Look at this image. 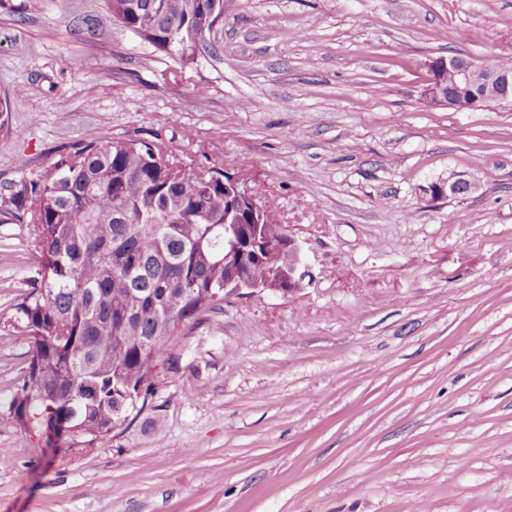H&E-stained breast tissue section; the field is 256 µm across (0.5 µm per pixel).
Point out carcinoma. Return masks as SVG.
I'll list each match as a JSON object with an SVG mask.
<instances>
[{
    "label": "carcinoma",
    "mask_w": 512,
    "mask_h": 512,
    "mask_svg": "<svg viewBox=\"0 0 512 512\" xmlns=\"http://www.w3.org/2000/svg\"><path fill=\"white\" fill-rule=\"evenodd\" d=\"M130 31L190 61L224 0H105ZM224 170L182 165L159 142L78 143L0 197L1 224H28L40 284L13 305L33 349L8 410L75 447L112 432L123 394H149L166 340L224 300ZM92 384L99 393L84 399Z\"/></svg>",
    "instance_id": "1"
}]
</instances>
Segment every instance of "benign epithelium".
<instances>
[{
    "label": "benign epithelium",
    "instance_id": "benign-epithelium-1",
    "mask_svg": "<svg viewBox=\"0 0 512 512\" xmlns=\"http://www.w3.org/2000/svg\"><path fill=\"white\" fill-rule=\"evenodd\" d=\"M429 72L428 83L422 92L424 100L433 108H448L466 112L487 107L491 103L512 104V69L497 66L491 60L475 61L469 57L450 56L431 58L425 63ZM454 73L453 83L445 80L448 72ZM476 184L464 174H456L446 182L434 183L430 193L434 197H456L476 192ZM224 191L236 208L230 212H247L251 219L246 227L234 220L224 219V265L231 268L224 278V295L271 291L288 294L303 287L306 272L301 246L287 233L281 239L258 249V240L251 228L268 223L267 208L254 194L242 187L238 178L224 176ZM265 263L271 273L263 282L251 279L244 266L246 252Z\"/></svg>",
    "mask_w": 512,
    "mask_h": 512
}]
</instances>
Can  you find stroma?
<instances>
[{"instance_id":"1","label":"stroma","mask_w":512,"mask_h":512,"mask_svg":"<svg viewBox=\"0 0 512 512\" xmlns=\"http://www.w3.org/2000/svg\"><path fill=\"white\" fill-rule=\"evenodd\" d=\"M210 39L0 0V193L152 139L273 201L308 270L183 322L144 410L72 448L8 411L40 254L0 224V512H512V106L421 100L428 59L512 60V0H224ZM453 171L477 191L432 198Z\"/></svg>"}]
</instances>
